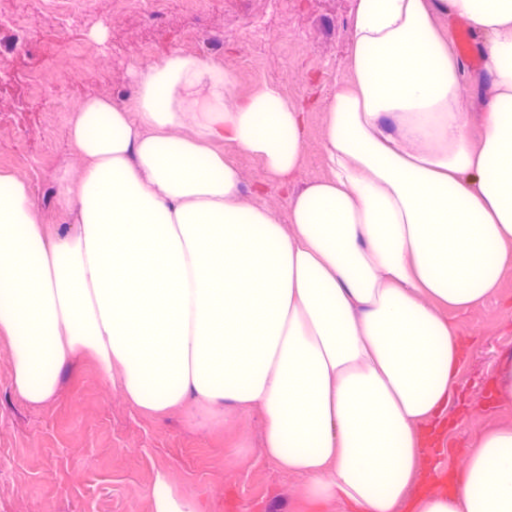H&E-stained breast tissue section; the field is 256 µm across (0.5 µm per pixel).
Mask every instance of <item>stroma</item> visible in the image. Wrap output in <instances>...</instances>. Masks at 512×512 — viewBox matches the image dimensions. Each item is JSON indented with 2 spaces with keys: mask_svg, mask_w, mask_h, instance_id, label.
<instances>
[{
  "mask_svg": "<svg viewBox=\"0 0 512 512\" xmlns=\"http://www.w3.org/2000/svg\"><path fill=\"white\" fill-rule=\"evenodd\" d=\"M356 6L357 0H207L191 13L183 0H164L148 13L117 0H0V19L22 20L0 28V70L8 76L0 83V172L31 186L40 223H65L57 178L82 165L68 141L71 117L91 96L132 103L135 72L180 49L230 67L236 98L272 82L303 108L304 156L287 186L261 158L216 145L239 168L246 203L287 221L292 195L327 174L324 103L348 67ZM99 29L105 41L94 39ZM445 316L467 353L449 427L433 445L421 490L443 489L449 476L460 475L465 459L457 443L490 425H512V403L495 401L490 388L500 356L512 352V269L483 302ZM10 357V341L0 339V512H150L159 471L200 512H338L310 501L302 478L262 456L259 410L230 406L206 424L189 403L147 413L130 404L120 382L103 384L88 358L66 367L56 400L33 406L12 390Z\"/></svg>",
  "mask_w": 512,
  "mask_h": 512,
  "instance_id": "1",
  "label": "stroma"
}]
</instances>
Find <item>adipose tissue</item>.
<instances>
[{
  "instance_id": "ef3b65f1",
  "label": "adipose tissue",
  "mask_w": 512,
  "mask_h": 512,
  "mask_svg": "<svg viewBox=\"0 0 512 512\" xmlns=\"http://www.w3.org/2000/svg\"><path fill=\"white\" fill-rule=\"evenodd\" d=\"M482 34L489 83L470 119L463 63L434 24ZM351 66L325 101L329 177L287 224L243 207L211 142L300 165L302 112L278 85L231 103V68L174 50L132 105L88 98L69 127L68 221L45 231L27 183L0 173V335L14 392L59 394L91 355L132 405L263 413V448L309 496L351 512H512V426L467 449L454 492L413 493L458 391L467 308L512 267V0H358ZM189 135L177 136V129Z\"/></svg>"
}]
</instances>
